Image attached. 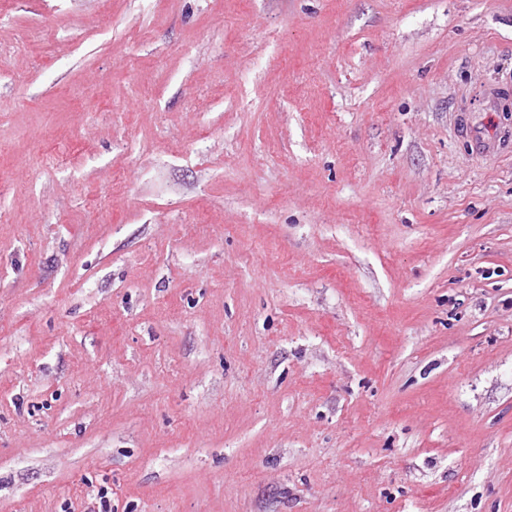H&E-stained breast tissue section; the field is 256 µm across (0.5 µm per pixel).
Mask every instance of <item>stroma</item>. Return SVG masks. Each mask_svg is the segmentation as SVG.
I'll return each instance as SVG.
<instances>
[{"instance_id":"35a3bbf8","label":"stroma","mask_w":512,"mask_h":512,"mask_svg":"<svg viewBox=\"0 0 512 512\" xmlns=\"http://www.w3.org/2000/svg\"><path fill=\"white\" fill-rule=\"evenodd\" d=\"M510 109L512 0H0V512H512Z\"/></svg>"}]
</instances>
